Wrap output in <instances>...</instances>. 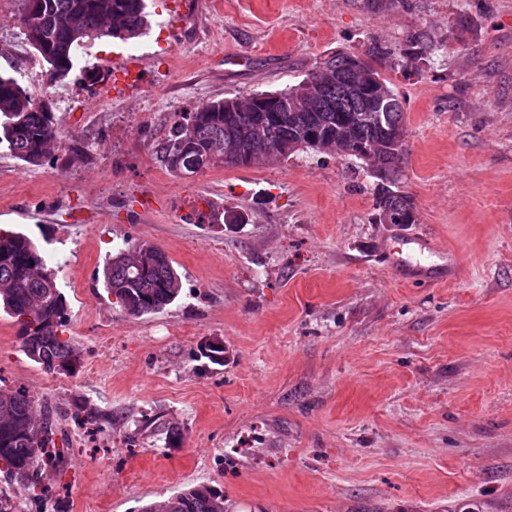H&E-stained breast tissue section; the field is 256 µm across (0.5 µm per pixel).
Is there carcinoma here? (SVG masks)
Listing matches in <instances>:
<instances>
[{
  "instance_id": "obj_1",
  "label": "carcinoma",
  "mask_w": 512,
  "mask_h": 512,
  "mask_svg": "<svg viewBox=\"0 0 512 512\" xmlns=\"http://www.w3.org/2000/svg\"><path fill=\"white\" fill-rule=\"evenodd\" d=\"M51 17L68 19L70 24L46 26L48 54L69 72L76 67V50L83 44L113 38L138 37L148 26L146 0H45ZM356 54L336 51L325 58L336 67V82L325 89L322 98L308 111L282 112L271 121L263 112H236L224 115V100L211 101L181 116L160 144L161 161H166L181 131L193 126L192 153L199 154L212 142L224 145L220 163L230 167H252L274 160L281 146L315 132L321 138L340 135L348 127L355 152L344 157L360 159L358 152L376 146V157L367 170L376 180L387 184L398 181L405 154L403 131L404 106L391 93L383 108H375L370 98L354 89L350 60ZM31 97L13 76L0 75V146L10 156L30 163V156L43 152L44 140L56 138L54 113L26 112ZM262 126L263 134L254 135ZM410 196L394 191L387 197L376 194V206L386 209L396 223H404ZM138 244L117 249L103 267L105 288L111 294L129 293L126 312L143 316L166 309L179 297L181 277L169 256L152 247L156 258L148 266L138 263ZM0 308L20 324L22 348L27 356L37 353L39 364L48 373L69 356L73 345L59 336L65 324L67 306L55 279L34 243L24 234L0 229ZM8 407L25 420L36 413V402L29 395L10 393ZM64 449L56 446L51 425H43L32 436L16 433L0 445V472L6 481L44 500L51 486L49 472L57 471ZM166 512H215L224 504L223 496L205 486L180 490L164 501Z\"/></svg>"
}]
</instances>
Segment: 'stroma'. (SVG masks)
<instances>
[{"mask_svg": "<svg viewBox=\"0 0 512 512\" xmlns=\"http://www.w3.org/2000/svg\"><path fill=\"white\" fill-rule=\"evenodd\" d=\"M24 8L0 0V74L52 103L57 148L36 165L0 150V226L53 270L81 365L44 371L0 312V388L69 438L42 504L0 477L16 512H137L189 486L222 491L224 512H512V0H148L133 43L78 49L105 70L93 85L49 82ZM419 34L433 50L403 69ZM373 42L406 109L397 188L416 223L377 222L355 159L306 150L191 178L161 162L183 113ZM133 47L147 66L130 77L114 60ZM143 240L182 293L132 316L102 268ZM452 252V283L396 267L440 272ZM212 338L223 365L198 355Z\"/></svg>", "mask_w": 512, "mask_h": 512, "instance_id": "stroma-1", "label": "stroma"}]
</instances>
